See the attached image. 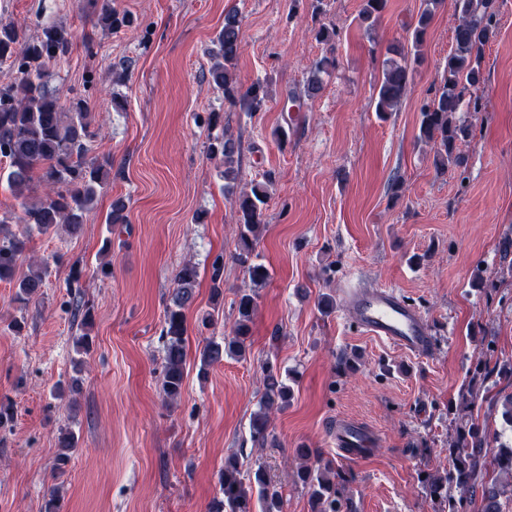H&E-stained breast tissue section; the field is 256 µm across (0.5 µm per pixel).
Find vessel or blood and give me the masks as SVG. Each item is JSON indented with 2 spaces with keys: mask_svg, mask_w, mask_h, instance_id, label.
<instances>
[{
  "mask_svg": "<svg viewBox=\"0 0 512 512\" xmlns=\"http://www.w3.org/2000/svg\"><path fill=\"white\" fill-rule=\"evenodd\" d=\"M345 306L356 326L367 335L425 359L435 349L426 319L402 295L391 288L346 289ZM337 453L345 459L364 458L375 444L372 433L362 424L341 419L333 433Z\"/></svg>",
  "mask_w": 512,
  "mask_h": 512,
  "instance_id": "vessel-or-blood-1",
  "label": "vessel or blood"
}]
</instances>
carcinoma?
<instances>
[{"label": "carcinoma", "instance_id": "obj_1", "mask_svg": "<svg viewBox=\"0 0 512 512\" xmlns=\"http://www.w3.org/2000/svg\"><path fill=\"white\" fill-rule=\"evenodd\" d=\"M387 0H363L360 21L367 23L380 16ZM442 0H425L416 25L407 44H392L383 61V77L378 88L375 111L386 114L407 95L411 63L423 58L422 49L430 20ZM459 17L453 32V45L445 59L443 83L429 101L420 108L418 139L435 148L437 168L447 170L463 163L459 145L471 136V130L459 117L460 112H479L481 98L470 94V89L484 82L482 58L485 47L493 41L499 29L497 13L491 0H456ZM100 8V20L111 30L129 26L133 19L126 12L112 7L111 0H87ZM20 31L13 23L0 21V67L10 72L0 83V158L8 162L0 180L22 199L20 223L26 231L20 235L0 238V281H16V299L26 304L41 295L48 275V265H40L30 274L17 275L18 262L27 249L29 232L50 234L59 227L72 235L82 230L86 214L94 199L107 187V161H86L89 143L98 134L87 102L73 99L64 103L48 89L51 63L70 53L72 36L56 23L42 27L41 34L18 49ZM242 49L241 22L238 15L224 17V27L212 39L209 55L213 63L209 69L210 82L224 93V98L236 101L244 112H256L264 105L268 92L255 82L240 90L234 77ZM335 66V60L322 57L314 62L307 80L306 93L315 95L322 85V75ZM208 152L224 161V189L229 190L237 179L238 147L232 133L224 129L211 138ZM43 171L47 190L43 196L30 200L28 190L35 170ZM272 180L251 184L232 201L237 215L238 249L234 260L248 273L255 286L266 284L270 273L259 261L255 246L259 240L263 210L270 199ZM224 260L218 256L211 265L212 295L223 296ZM199 269L185 263L175 274L176 287L172 289L164 308L160 333L163 342L164 365L162 391L169 402L182 394L187 352L186 309L195 301ZM255 290L238 294L235 302L237 317L229 334L220 342L209 339L199 352L198 373L222 362L224 357L242 358L246 354V340L251 331L257 307ZM73 317L87 328L93 324L92 307L76 299L70 302ZM263 390L258 408L249 419L250 441L262 448L268 442L270 414L288 405L290 386L288 375L268 362L264 368ZM56 469L68 464L77 448L72 430L62 428L57 438ZM492 455L493 465L512 475V448L505 445L496 452L488 448L486 435L476 426L457 431L449 448V468L446 477L428 483L429 493L448 504V512H460L465 501L481 494V512H500L499 492L495 483L485 481V458ZM300 460L295 482L307 490L310 512H342L344 496L341 475L331 460L311 463L308 448L295 449ZM221 497H216L209 512H283V494L268 477L261 463L243 468L238 456L224 460L219 471Z\"/></svg>", "mask_w": 512, "mask_h": 512}]
</instances>
